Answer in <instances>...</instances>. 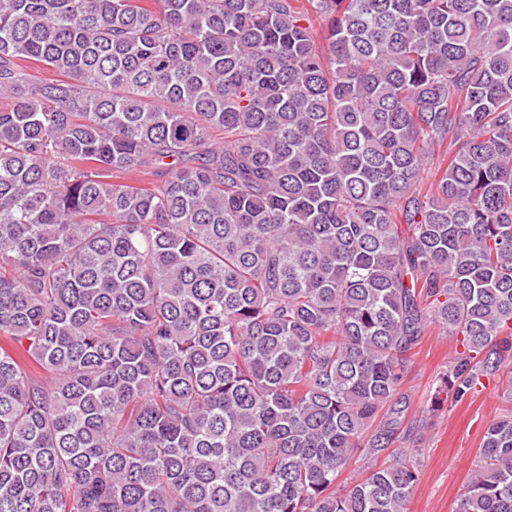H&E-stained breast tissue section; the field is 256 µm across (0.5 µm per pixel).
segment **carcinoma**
I'll return each mask as SVG.
<instances>
[{
  "instance_id": "cac0c4a2",
  "label": "carcinoma",
  "mask_w": 512,
  "mask_h": 512,
  "mask_svg": "<svg viewBox=\"0 0 512 512\" xmlns=\"http://www.w3.org/2000/svg\"><path fill=\"white\" fill-rule=\"evenodd\" d=\"M297 2L0 0V512H406L512 365V0ZM448 143V141H445L442 146L435 145L429 154L426 163L422 191L428 189L430 183L434 180L436 175L438 177L440 173L448 166ZM453 350V343L439 328L432 329L431 335L426 336L422 344L413 350L405 389L413 396L414 409L426 404L433 384L448 368Z\"/></svg>"
}]
</instances>
